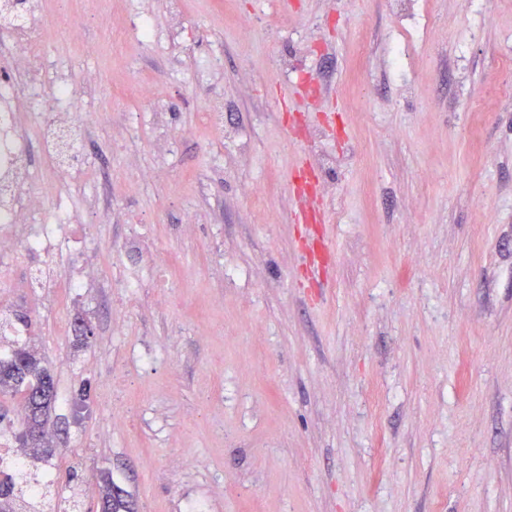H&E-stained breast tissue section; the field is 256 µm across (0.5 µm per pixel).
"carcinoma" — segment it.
<instances>
[{"mask_svg": "<svg viewBox=\"0 0 512 512\" xmlns=\"http://www.w3.org/2000/svg\"><path fill=\"white\" fill-rule=\"evenodd\" d=\"M3 388L8 389L9 396L36 405V410L27 414L23 430L14 435L15 440L51 456L49 449L42 447V437L47 411L55 400V385L49 370L41 366L30 347L20 346L9 359H0V390Z\"/></svg>", "mask_w": 512, "mask_h": 512, "instance_id": "carcinoma-1", "label": "carcinoma"}]
</instances>
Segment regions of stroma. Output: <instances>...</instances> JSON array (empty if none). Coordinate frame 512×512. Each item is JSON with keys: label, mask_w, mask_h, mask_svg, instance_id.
<instances>
[{"label": "stroma", "mask_w": 512, "mask_h": 512, "mask_svg": "<svg viewBox=\"0 0 512 512\" xmlns=\"http://www.w3.org/2000/svg\"><path fill=\"white\" fill-rule=\"evenodd\" d=\"M132 13L149 48L114 38ZM43 14L102 111L61 188L35 91L9 104L46 213L81 227L55 287L21 253L0 289L55 382L27 463L52 501L100 512L108 478L113 512H512V0ZM311 193L330 222L299 219ZM124 31L135 33L142 43L148 44L153 36L149 18L141 14H130L123 19L120 26Z\"/></svg>", "instance_id": "stroma-1"}]
</instances>
